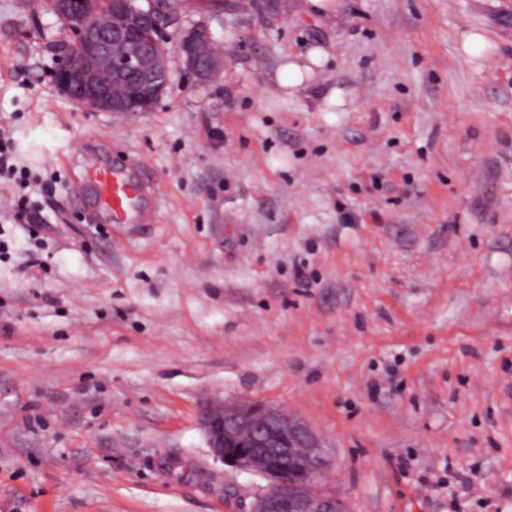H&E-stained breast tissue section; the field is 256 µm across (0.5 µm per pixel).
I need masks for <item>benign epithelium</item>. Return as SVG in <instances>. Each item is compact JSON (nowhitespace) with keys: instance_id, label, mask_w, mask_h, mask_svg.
<instances>
[{"instance_id":"obj_1","label":"benign epithelium","mask_w":512,"mask_h":512,"mask_svg":"<svg viewBox=\"0 0 512 512\" xmlns=\"http://www.w3.org/2000/svg\"><path fill=\"white\" fill-rule=\"evenodd\" d=\"M175 0H110L112 24H99L105 0H51L74 21L73 39L58 58L53 80L70 97L88 98L104 112H148L170 84L166 29L178 23ZM198 82L224 67V57L202 23L173 46ZM212 457L260 476L265 485L247 512H348L347 502L320 488L332 461L319 438L282 409L258 401L222 402L200 410Z\"/></svg>"}]
</instances>
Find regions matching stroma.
<instances>
[{
    "label": "stroma",
    "instance_id": "1",
    "mask_svg": "<svg viewBox=\"0 0 512 512\" xmlns=\"http://www.w3.org/2000/svg\"><path fill=\"white\" fill-rule=\"evenodd\" d=\"M196 22L223 71L172 60L151 111L111 114L54 84L50 0H0V127L38 181L30 224L0 191V512H244L261 480L198 419L222 400L304 422L350 512H512V0ZM90 138L138 152L157 223L72 199ZM287 61L281 66L280 86L288 97H294L305 91L315 78V68H321L325 54L320 50L310 51L307 60L300 63L294 57H286Z\"/></svg>",
    "mask_w": 512,
    "mask_h": 512
}]
</instances>
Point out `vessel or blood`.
Masks as SVG:
<instances>
[{
    "instance_id": "1",
    "label": "vessel or blood",
    "mask_w": 512,
    "mask_h": 512,
    "mask_svg": "<svg viewBox=\"0 0 512 512\" xmlns=\"http://www.w3.org/2000/svg\"><path fill=\"white\" fill-rule=\"evenodd\" d=\"M106 224H153L160 196L142 159L123 150L92 160L77 195Z\"/></svg>"
}]
</instances>
